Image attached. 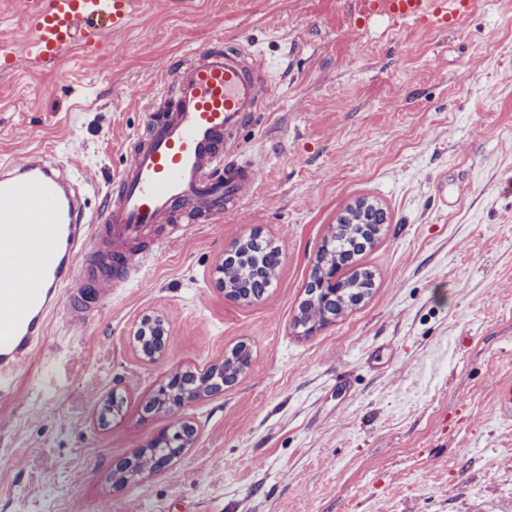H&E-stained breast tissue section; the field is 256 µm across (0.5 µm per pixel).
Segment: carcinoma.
<instances>
[{
  "mask_svg": "<svg viewBox=\"0 0 512 512\" xmlns=\"http://www.w3.org/2000/svg\"><path fill=\"white\" fill-rule=\"evenodd\" d=\"M384 221L383 212L372 205H363L337 220L330 229L329 236L319 250L312 274L307 286L306 298L300 303L295 324L309 332L321 327L342 315L349 307L362 300L372 288L371 274L366 270H355L340 288L334 292L323 290L322 271L341 269L350 264L353 258L363 251V245H373L379 226ZM281 263L278 246L269 239L256 233L236 244L232 258L224 261V287L236 299L245 303L262 300ZM161 321L140 329L136 340L142 349L150 353L155 350ZM252 353L240 344L219 364L208 368L207 377L200 376L196 369L180 372L178 384L167 392L155 395L147 400L142 410L150 413L163 410L169 415L176 413L185 401L209 393L216 385L230 383L252 366ZM183 452L179 441L174 440L163 448H144L138 453V461L126 465L113 474L115 482L121 485L136 484L141 478L153 472L155 462L160 457L170 460Z\"/></svg>",
  "mask_w": 512,
  "mask_h": 512,
  "instance_id": "obj_1",
  "label": "carcinoma"
}]
</instances>
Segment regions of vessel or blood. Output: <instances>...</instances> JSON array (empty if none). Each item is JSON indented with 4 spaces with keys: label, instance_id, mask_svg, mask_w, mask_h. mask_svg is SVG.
Segmentation results:
<instances>
[{
    "label": "vessel or blood",
    "instance_id": "vessel-or-blood-1",
    "mask_svg": "<svg viewBox=\"0 0 512 512\" xmlns=\"http://www.w3.org/2000/svg\"><path fill=\"white\" fill-rule=\"evenodd\" d=\"M468 0H356L359 19L375 15L426 29L458 25ZM133 19V0H44L29 12L23 42L0 38V59L55 64L73 52L99 56L107 31ZM274 63L233 41L209 43L174 63L162 93L145 105L129 138V162L113 177L89 227L67 165L46 152L0 162V377L13 374L43 343L52 315L85 318L117 289L136 283L152 252L192 224H215L256 186V163L239 158L235 131L262 111ZM34 227L23 240L19 227ZM492 408L512 418V381Z\"/></svg>",
    "mask_w": 512,
    "mask_h": 512
}]
</instances>
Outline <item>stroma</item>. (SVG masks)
<instances>
[{
	"mask_svg": "<svg viewBox=\"0 0 512 512\" xmlns=\"http://www.w3.org/2000/svg\"><path fill=\"white\" fill-rule=\"evenodd\" d=\"M454 30L358 21L354 0H135L100 57L0 69V156L42 145L96 218L173 61L215 39L279 63L236 135L257 184L217 224L157 252L139 286L55 316L0 387V512H512V0ZM79 152H72V144ZM366 200L388 222L356 265L371 294L304 335L292 317L331 224ZM259 233L282 263L262 301L229 299L224 255ZM168 330L160 359L130 338ZM246 344L253 367L182 407L193 445L140 483L113 469L167 428L140 406L174 370ZM124 417L94 423L103 396ZM492 408L501 418H512V381L503 380L496 387Z\"/></svg>",
	"mask_w": 512,
	"mask_h": 512,
	"instance_id": "35a3bbf8",
	"label": "stroma"
}]
</instances>
